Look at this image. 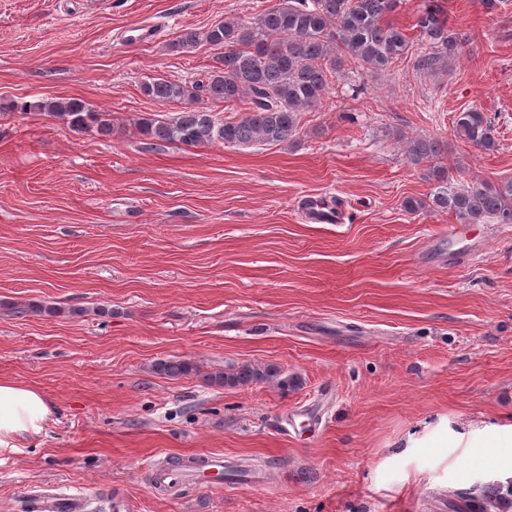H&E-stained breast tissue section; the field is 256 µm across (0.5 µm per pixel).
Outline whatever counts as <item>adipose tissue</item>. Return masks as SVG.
Here are the masks:
<instances>
[{
    "instance_id": "adipose-tissue-1",
    "label": "adipose tissue",
    "mask_w": 512,
    "mask_h": 512,
    "mask_svg": "<svg viewBox=\"0 0 512 512\" xmlns=\"http://www.w3.org/2000/svg\"><path fill=\"white\" fill-rule=\"evenodd\" d=\"M52 419V409L35 387L0 379V447H17L42 435Z\"/></svg>"
}]
</instances>
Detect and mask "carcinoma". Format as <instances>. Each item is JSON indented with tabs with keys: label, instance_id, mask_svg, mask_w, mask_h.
I'll return each instance as SVG.
<instances>
[{
	"label": "carcinoma",
	"instance_id": "1",
	"mask_svg": "<svg viewBox=\"0 0 512 512\" xmlns=\"http://www.w3.org/2000/svg\"><path fill=\"white\" fill-rule=\"evenodd\" d=\"M402 0H275L249 21L226 17L204 31L186 29L171 49L181 52L205 42L224 48L219 65L207 81L183 85L163 77L143 84L149 98L180 102L182 110L170 115L148 114L138 119L141 134L161 143L197 146L218 141L229 147L282 144L300 133L302 114L320 107L334 86V79L350 66L364 72H384L407 60L411 42L402 28L390 20ZM415 27L436 52L417 58L418 70L445 72L448 60L465 51V42L448 27V15L439 0H425ZM242 105L238 116L222 119L199 98ZM25 111L46 113L80 130L91 125L101 135L112 133L105 113L94 112L76 98L42 100L26 104ZM458 138L484 151L497 147L494 126L485 112L468 108L454 116ZM410 165L427 166L437 186L431 203L408 197L403 208L415 214L427 207L455 214L464 224H512V179L458 186L438 165L442 146L437 140L413 137L404 142ZM155 371L179 378L193 371L184 360H162ZM278 381L288 386L295 380L282 376L274 365L244 364L207 375V382L221 388H241Z\"/></svg>",
	"mask_w": 512,
	"mask_h": 512
}]
</instances>
